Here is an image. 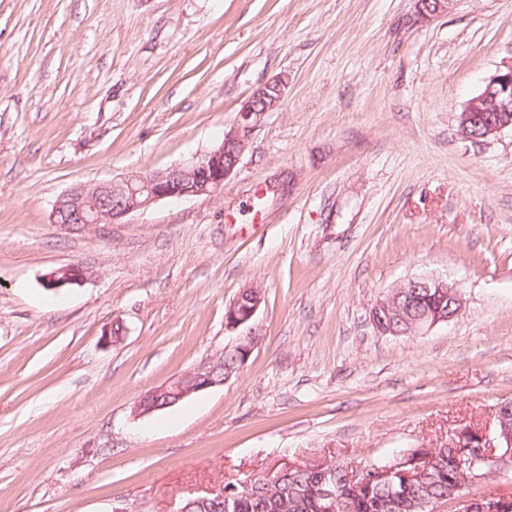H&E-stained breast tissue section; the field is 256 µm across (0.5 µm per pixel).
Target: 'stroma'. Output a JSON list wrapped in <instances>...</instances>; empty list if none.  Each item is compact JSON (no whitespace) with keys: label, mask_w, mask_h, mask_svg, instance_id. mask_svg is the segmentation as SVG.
<instances>
[{"label":"stroma","mask_w":512,"mask_h":512,"mask_svg":"<svg viewBox=\"0 0 512 512\" xmlns=\"http://www.w3.org/2000/svg\"><path fill=\"white\" fill-rule=\"evenodd\" d=\"M510 62L512 0H0V512H177L288 461L433 448L512 401V132L457 123ZM278 77L220 192L53 223L74 185L204 156ZM71 263L86 280L46 290ZM418 275L463 311L378 333L374 303ZM249 286L239 372L135 415L246 336L224 316ZM395 288H416V294L418 293L419 288H423L428 294H430L434 289L436 291V297L441 296L446 298L447 296L448 300L443 303V309H448L444 311L440 307L437 309L432 308L427 310L416 319L410 331H401L405 329V325L400 327L401 330H384L379 327L378 318L381 316L382 312L389 316L390 307L392 306V295L390 294L388 297L386 296L377 300L369 313V319L373 327L377 332L383 335L398 336L402 334H423L439 324L452 321L464 308L465 302L460 290L441 278L427 275L415 276L406 279ZM263 295L260 290L253 287L244 288L232 301L225 313V327L238 330L249 326L261 306Z\"/></svg>","instance_id":"1"}]
</instances>
